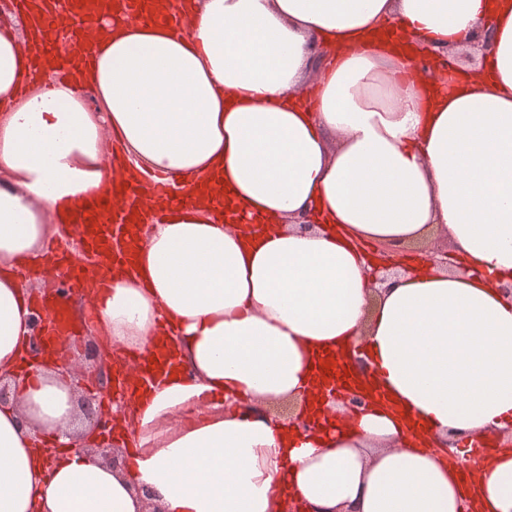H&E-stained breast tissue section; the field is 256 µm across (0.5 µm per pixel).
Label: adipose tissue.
Instances as JSON below:
<instances>
[{
	"label": "adipose tissue",
	"mask_w": 512,
	"mask_h": 512,
	"mask_svg": "<svg viewBox=\"0 0 512 512\" xmlns=\"http://www.w3.org/2000/svg\"><path fill=\"white\" fill-rule=\"evenodd\" d=\"M491 21L494 45L457 62ZM0 25V512H512V0H183L178 17H91L82 86L35 72L69 12ZM330 55L315 66L320 49ZM89 89L91 101L81 91ZM110 133L111 153L101 148ZM174 186L135 225L97 329L140 351L121 468L44 443L84 426L58 371L23 357L20 271L60 231L49 210L109 198L117 173ZM438 228L461 269L371 288L363 244ZM352 424L300 430L316 362L354 358ZM200 422L159 434L165 416ZM502 446L463 485L442 442Z\"/></svg>",
	"instance_id": "ef3b65f1"
}]
</instances>
